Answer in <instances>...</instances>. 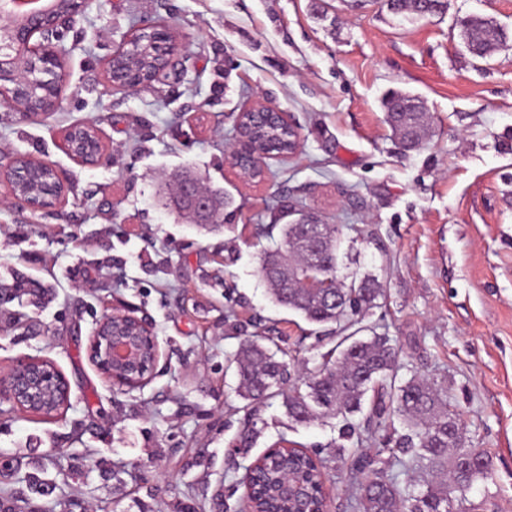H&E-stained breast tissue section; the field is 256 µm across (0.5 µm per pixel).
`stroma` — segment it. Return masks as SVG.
Segmentation results:
<instances>
[{"label": "stroma", "mask_w": 512, "mask_h": 512, "mask_svg": "<svg viewBox=\"0 0 512 512\" xmlns=\"http://www.w3.org/2000/svg\"><path fill=\"white\" fill-rule=\"evenodd\" d=\"M479 14L506 32L491 59L472 57L459 19ZM177 34L170 67L146 88L110 89L105 64L138 25ZM68 82L52 116L25 121L0 106V167L18 152L48 161L70 191L51 210L0 203V284L15 274L51 290L29 307L35 332L0 321V374L21 356L51 361L70 407L51 420L0 414V456L20 472L53 453L47 512H240L247 468L287 441L317 456L328 512H357L367 465L415 479L395 446L405 428L354 416L302 424L275 396L248 405L229 360L250 335L269 336L303 364L345 336L389 337L397 376L447 388L467 445L492 460L467 493L476 512H512V0H445L426 18L387 0H90L60 34ZM392 91L430 116L405 150L385 122ZM288 112L302 147L246 182L228 161L237 113L255 102ZM94 122L111 157L96 167L60 147L69 125ZM191 172L229 193L233 212L201 228L166 204ZM340 230L339 275L375 276L384 290L358 324L317 325L270 300L262 249L280 242V210ZM132 310L151 322L163 356L143 388L122 391L93 367L96 321ZM346 448L337 459V445ZM119 471L121 490L98 460Z\"/></svg>", "instance_id": "stroma-1"}]
</instances>
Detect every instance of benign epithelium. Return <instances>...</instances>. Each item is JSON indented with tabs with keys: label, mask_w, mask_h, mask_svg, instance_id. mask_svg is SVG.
I'll return each instance as SVG.
<instances>
[{
	"label": "benign epithelium",
	"mask_w": 512,
	"mask_h": 512,
	"mask_svg": "<svg viewBox=\"0 0 512 512\" xmlns=\"http://www.w3.org/2000/svg\"><path fill=\"white\" fill-rule=\"evenodd\" d=\"M72 8L63 12L50 5L32 13L26 20L17 18L16 10L24 0H0V105L6 106L24 118L32 117L19 105L32 80L43 83L47 75L58 72L65 55L62 46L54 42L59 29L68 26L84 10L86 0H71ZM142 37L152 42L159 55L170 61L176 48V37L165 25L154 23L135 29L126 41ZM38 38L33 45L31 40ZM253 113L269 114L284 124L290 133L288 154L298 152L301 133L287 113L274 106L258 103L249 108ZM63 151L75 162L84 166H97L108 159L99 128L92 123H82L67 129L62 138ZM248 160L252 179L262 181L267 174L266 155L251 150L246 138L236 140L229 154L230 165L237 169L242 160ZM50 170L56 185V196L50 201L30 199L24 205L40 210L62 203L67 194V185L59 171L52 164L37 159L27 153H17L8 165L0 169V181L7 186V198L12 203L20 202L15 187L28 179L38 167ZM186 212L196 219L205 218L211 211L212 195L200 187L195 194H181ZM90 363L112 385L118 387H142L148 383L152 372L162 356L159 340L151 323L130 313L114 312L95 323L88 338ZM60 388L65 396H70V385L64 374L52 362L40 357L24 356L16 360L8 373L0 376V401L14 406L27 404L31 407L42 404L45 391L52 387ZM303 452V449L290 443L280 442L268 449L249 469L263 467L268 460L281 453L290 455ZM308 490L293 474L281 479L275 495L288 500L293 505L291 512L306 510Z\"/></svg>",
	"instance_id": "7a95c632"
}]
</instances>
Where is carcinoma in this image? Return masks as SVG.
I'll return each instance as SVG.
<instances>
[{
  "label": "carcinoma",
  "mask_w": 512,
  "mask_h": 512,
  "mask_svg": "<svg viewBox=\"0 0 512 512\" xmlns=\"http://www.w3.org/2000/svg\"><path fill=\"white\" fill-rule=\"evenodd\" d=\"M460 36L469 53L482 59L491 57L507 39L498 23L478 14L461 20ZM159 63L160 57L144 46L138 48L132 60L145 80ZM399 99L414 100L416 96L390 94L384 102L388 110L386 122L398 133L403 146L411 149L425 136L428 120L424 112L393 111ZM22 105L28 110L45 111L52 107V102L45 89L36 87ZM242 128L259 151H288V133L283 126L264 130L246 115ZM51 186L50 176L38 170L28 189L47 198ZM281 234L283 246L264 250L258 265V273L277 305L310 323L337 325L383 296V288L368 275L354 277L348 284L338 278L335 225L283 224ZM306 272L329 279L328 288L321 293L310 292L301 281ZM26 294V283L18 277L11 285H0V304L20 301ZM265 341L264 336L247 338L231 359L241 398L256 404L277 394L283 398L288 415L299 423L318 418L342 420V437L347 439L356 432L349 416L361 411L365 401H370L371 412L378 418L391 408L408 427L397 447L409 456L410 466L447 477L445 481L401 486L387 478L384 469H373L358 499L359 512H450L451 501L467 503L466 495L455 490L457 476L466 475L473 483L490 476L488 455L479 448L466 447L457 423H449L447 390L415 376L397 380L398 349L388 337L375 334L355 339L337 357L324 356L308 370L303 391L282 388L288 379L287 352L274 350ZM50 463L49 459L43 461L25 475L24 488L1 491L0 512H41L37 501L53 486V480L48 478ZM290 467L310 485L320 481L321 472L305 456L292 459ZM278 478L275 469L253 470L254 484L266 491L273 488Z\"/></svg>",
  "instance_id": "cac0c4a2"
}]
</instances>
